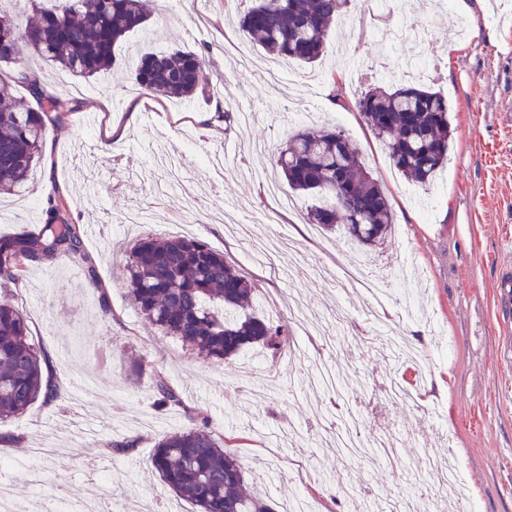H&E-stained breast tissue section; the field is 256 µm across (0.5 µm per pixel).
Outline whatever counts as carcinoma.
Wrapping results in <instances>:
<instances>
[{"label": "carcinoma", "mask_w": 512, "mask_h": 512, "mask_svg": "<svg viewBox=\"0 0 512 512\" xmlns=\"http://www.w3.org/2000/svg\"><path fill=\"white\" fill-rule=\"evenodd\" d=\"M33 3L37 17L24 26L0 11V101L25 86L36 106L0 109V191L23 193L41 159L47 122L57 111L54 94L31 79L29 55L71 76L97 79L116 65L115 51L126 35L145 28L142 0H64ZM350 0H256L239 20L243 34L275 59L314 64L323 57L336 20ZM206 52L147 51L132 65L131 78L143 94L188 101L202 85ZM332 103L357 111L389 152L395 168L412 183L430 185L448 162L452 129L448 100L412 84L370 87L348 96L345 76L329 77ZM240 113L216 109L210 122L228 130ZM288 188L314 197L310 224L343 231L345 243L376 248L391 232L393 212L361 151L339 126L300 129L274 160ZM82 265L99 294L102 317L114 316L98 280L95 258L85 245L84 225L66 214L58 193L48 196L36 235L0 238V282L18 284L26 271L59 258ZM129 303L151 327L179 339L203 361L231 360L250 348L274 358L291 336L288 325L254 313L255 286L223 254L184 236L142 238L123 265ZM159 408L183 405L182 394L162 372L150 370ZM59 398V385L31 343L22 312L0 297V420L29 411L37 401ZM191 425L164 435L150 465L177 497L200 512H275L273 502L248 487L239 457L212 430L208 406L190 409Z\"/></svg>", "instance_id": "carcinoma-1"}]
</instances>
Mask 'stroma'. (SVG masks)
Returning <instances> with one entry per match:
<instances>
[{"mask_svg": "<svg viewBox=\"0 0 512 512\" xmlns=\"http://www.w3.org/2000/svg\"><path fill=\"white\" fill-rule=\"evenodd\" d=\"M371 2L352 0L346 16L363 18L361 28L334 32L320 63H294L295 81L272 86L263 78L270 59L238 27L254 0H232L227 7L221 0H173L169 16L151 15V36L129 33L116 56L123 62L138 49L208 48L207 91L179 112L143 95L122 70L85 81L63 78L54 66L43 69L61 105L59 118L48 125L29 192L0 196V236L38 231L49 193L59 191L72 220L87 231V250L100 259L99 278L115 317L101 318L96 292L66 258L30 268L20 285L4 287L61 381L57 401L0 421V433L22 438L1 442L0 459L11 462L10 478L29 497V512H55L61 494L80 512L103 478L121 498L156 495L157 512H194L151 470L149 458L158 439L189 426V408L202 403L249 482L275 503L301 495L315 512H353L345 495L352 487L377 512H398L428 458L442 454L462 468L476 512H512V371L498 363L512 309L497 292L504 264L512 263V0H467L468 10L451 7L437 22L430 0H393L390 12L371 10ZM350 69L362 90L418 82L447 99L452 140L432 184L407 183L363 118L328 100L326 75ZM226 81L235 104L253 113L250 124L229 130L204 124ZM293 103L308 112L304 124L310 127L321 114L335 113L387 193L392 233L370 255L337 246L332 235L309 224L312 197L299 195V208H281L265 188L276 179L270 160L237 156L245 138L279 151L301 124L290 117ZM113 125L123 129L122 138L108 137ZM204 180L211 184L204 212L233 213L244 231L231 235L222 224L206 222L191 235L246 271L257 287V313L286 320L298 301L335 332L329 344L293 330L310 360L283 367L279 392L261 400L252 394L259 378L245 379L234 364L202 362L146 325L127 301L122 261L104 252L112 240L110 216L129 210L143 211L148 222L127 233L124 244L177 234L169 217L182 210L185 192ZM405 261L415 275L395 289L397 297L420 292L418 318L396 297L385 324L367 321L364 289L343 286L334 276L338 269L367 275ZM342 307L350 318L340 326ZM392 333L428 354V364L417 370L393 362L374 343ZM315 357L344 377L338 389L344 411L376 437L397 441L402 466L337 457L330 444L335 413L311 411L312 402L326 400L309 382ZM141 358L179 387L182 406H155L149 377L133 371ZM417 375L425 384L416 399L385 402V385ZM146 416L155 428L142 426ZM123 438L137 439L134 457L109 451L110 442ZM38 441L65 455L40 460L48 481L36 488L28 481V450Z\"/></svg>", "mask_w": 512, "mask_h": 512, "instance_id": "35a3bbf8", "label": "stroma"}]
</instances>
